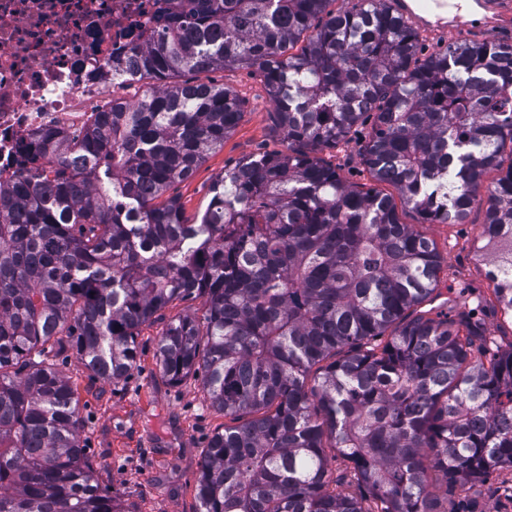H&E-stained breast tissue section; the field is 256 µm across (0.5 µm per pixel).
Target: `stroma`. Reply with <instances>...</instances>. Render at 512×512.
<instances>
[{
    "label": "stroma",
    "mask_w": 512,
    "mask_h": 512,
    "mask_svg": "<svg viewBox=\"0 0 512 512\" xmlns=\"http://www.w3.org/2000/svg\"><path fill=\"white\" fill-rule=\"evenodd\" d=\"M200 79L233 89L244 101V112L223 148L210 153L192 177L171 190L185 218L191 221L208 204L210 187L225 167L253 153L288 149L258 72L218 69L202 73ZM370 131V124L357 126L347 145L323 153L345 183L364 189L373 185L362 162V147ZM484 221L485 204L479 201L465 223L419 224L444 259L436 311H451L446 292L463 283L492 297L494 285L486 273L493 256L482 248ZM202 314L200 300H187L166 308L144 326L137 339L139 366L116 386L91 378L75 360H53L55 368L77 389L81 440L91 461L107 464L100 473L102 484L131 512H197L199 508L196 484L200 456L214 432L223 429L225 418L211 406L197 377L177 384L162 377L156 345L171 321ZM435 508L437 512H512V470L499 471L487 481L462 490L451 489Z\"/></svg>",
    "instance_id": "stroma-1"
}]
</instances>
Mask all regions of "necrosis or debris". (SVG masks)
Here are the masks:
<instances>
[{
    "label": "necrosis or debris",
    "instance_id": "obj_1",
    "mask_svg": "<svg viewBox=\"0 0 512 512\" xmlns=\"http://www.w3.org/2000/svg\"><path fill=\"white\" fill-rule=\"evenodd\" d=\"M166 0H0V185L49 130L81 134L112 103V58L143 47Z\"/></svg>",
    "mask_w": 512,
    "mask_h": 512
}]
</instances>
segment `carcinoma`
I'll use <instances>...</instances> for the list:
<instances>
[{"label": "carcinoma", "instance_id": "carcinoma-1", "mask_svg": "<svg viewBox=\"0 0 512 512\" xmlns=\"http://www.w3.org/2000/svg\"><path fill=\"white\" fill-rule=\"evenodd\" d=\"M198 0L112 80L86 132L25 145L0 187V512H127L81 444L77 389L49 354L106 383L137 367L142 327L199 299L157 343L162 376L194 375L230 419L199 461V512H435L512 469V350L469 306L423 309L442 270L392 196L343 182L319 153L373 118L363 162L421 224H462L490 169L483 238L512 252V44L423 60L388 0ZM304 42L300 52L291 49ZM263 78L285 153L224 169L189 223L165 194L224 147L243 102L192 72ZM52 148L53 178L41 160ZM512 321V258L488 271ZM348 465L330 468L329 453Z\"/></svg>", "mask_w": 512, "mask_h": 512}]
</instances>
